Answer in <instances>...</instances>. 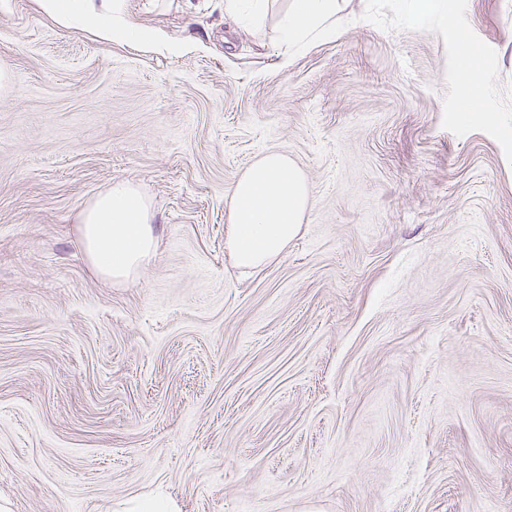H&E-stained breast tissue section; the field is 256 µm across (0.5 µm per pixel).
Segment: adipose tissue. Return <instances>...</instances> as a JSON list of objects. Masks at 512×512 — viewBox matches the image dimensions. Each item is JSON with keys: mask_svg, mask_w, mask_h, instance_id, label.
Wrapping results in <instances>:
<instances>
[{"mask_svg": "<svg viewBox=\"0 0 512 512\" xmlns=\"http://www.w3.org/2000/svg\"><path fill=\"white\" fill-rule=\"evenodd\" d=\"M336 0H291L282 32L300 47L312 32L333 35L328 19ZM465 90L459 112L471 118L486 88L485 73L471 48L459 65ZM312 191L287 156L271 152L255 162L234 184L230 195L231 231L226 246L238 267L256 269L281 256L301 230ZM149 200L130 182L116 181L82 211L78 246L102 278L130 282L156 256Z\"/></svg>", "mask_w": 512, "mask_h": 512, "instance_id": "adipose-tissue-1", "label": "adipose tissue"}]
</instances>
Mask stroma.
<instances>
[{
    "instance_id": "stroma-1",
    "label": "stroma",
    "mask_w": 512,
    "mask_h": 512,
    "mask_svg": "<svg viewBox=\"0 0 512 512\" xmlns=\"http://www.w3.org/2000/svg\"><path fill=\"white\" fill-rule=\"evenodd\" d=\"M289 2L118 0L131 42L0 0V512H512V0H340L298 53ZM268 152L312 204L243 273ZM115 180L157 237L122 285L77 247ZM267 2L268 0H226L224 12L232 18L244 22L248 18L262 14ZM460 77L465 90L460 99L461 116L468 121L472 113L477 112L480 103V92H485V73L479 64L478 55L474 50L464 44L459 65ZM477 105V107H476ZM312 191L299 168L280 153H267L234 184L226 246L236 264L260 268L281 256L301 230Z\"/></svg>"
}]
</instances>
